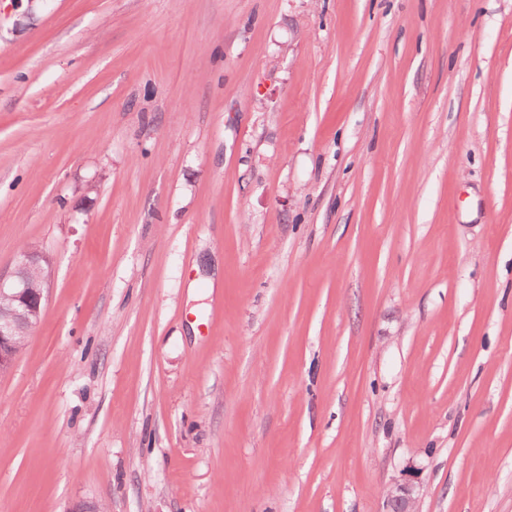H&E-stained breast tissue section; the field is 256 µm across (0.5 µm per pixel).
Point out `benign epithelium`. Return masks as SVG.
Returning <instances> with one entry per match:
<instances>
[{"instance_id": "7a95c632", "label": "benign epithelium", "mask_w": 512, "mask_h": 512, "mask_svg": "<svg viewBox=\"0 0 512 512\" xmlns=\"http://www.w3.org/2000/svg\"><path fill=\"white\" fill-rule=\"evenodd\" d=\"M47 254L35 246L19 253L16 271L0 275V298L10 304L0 306V370L8 369L15 360V337L28 336L41 321L45 295L44 284L51 269L45 265ZM415 490L410 485H399L387 495L389 512H415Z\"/></svg>"}]
</instances>
